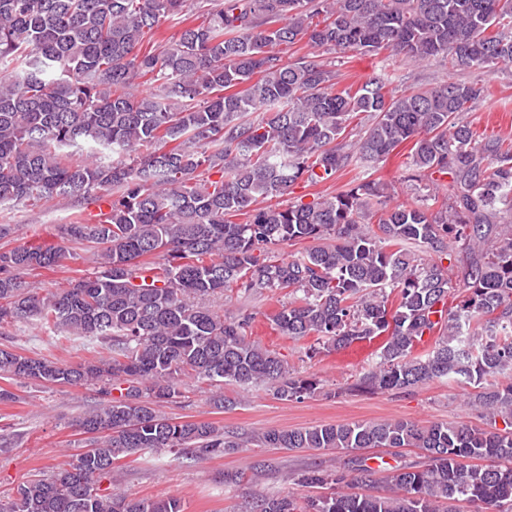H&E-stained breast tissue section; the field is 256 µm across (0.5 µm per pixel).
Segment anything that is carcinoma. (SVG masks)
Returning a JSON list of instances; mask_svg holds the SVG:
<instances>
[{
  "label": "carcinoma",
  "instance_id": "obj_1",
  "mask_svg": "<svg viewBox=\"0 0 512 512\" xmlns=\"http://www.w3.org/2000/svg\"><path fill=\"white\" fill-rule=\"evenodd\" d=\"M166 21L180 26L177 40L144 44ZM302 40L311 51L283 60L279 47ZM321 48L493 72L512 63V0H0V205L97 190L108 201L93 222L61 227L66 241L92 245L95 266L67 288H31L19 272L59 267L76 258L68 248L0 247V329L36 321L96 353L68 363L1 346L0 380L94 388L99 400L77 426L101 432L20 484L0 512H185L174 496L129 497L118 462L145 450L204 460L243 440L159 406L180 403L191 385L208 389L218 412L237 405L226 385L282 401L314 395L317 379L252 340V312L206 305L228 291L288 296L269 320L310 340L309 359L379 340L353 391L464 381L489 417L487 428L266 430L258 446L340 450L348 473L307 471L299 484L326 493L301 504L291 492L261 494L253 508L512 512V142L462 119L483 97L478 82L397 94L379 76L337 90ZM138 76L156 90L130 92ZM361 115L369 125L357 132ZM405 144L403 180L426 193L404 203L388 206L384 185L364 173L310 203L262 205ZM302 241L311 245L299 255L279 253ZM371 448L416 450L421 461L374 468Z\"/></svg>",
  "mask_w": 512,
  "mask_h": 512
}]
</instances>
